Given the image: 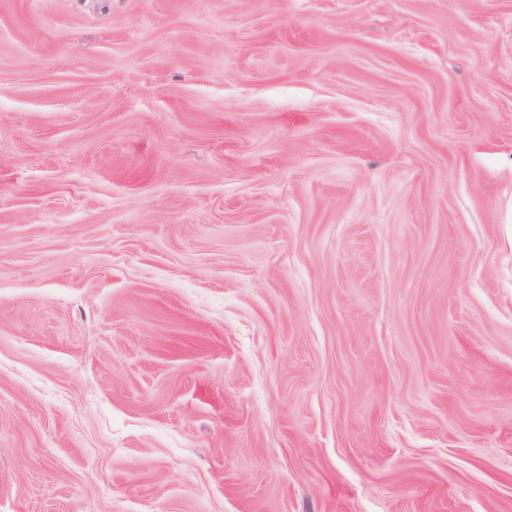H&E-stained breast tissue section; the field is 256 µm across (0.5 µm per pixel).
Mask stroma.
I'll use <instances>...</instances> for the list:
<instances>
[{
    "mask_svg": "<svg viewBox=\"0 0 512 512\" xmlns=\"http://www.w3.org/2000/svg\"><path fill=\"white\" fill-rule=\"evenodd\" d=\"M0 512H512V0H0Z\"/></svg>",
    "mask_w": 512,
    "mask_h": 512,
    "instance_id": "35a3bbf8",
    "label": "stroma"
}]
</instances>
